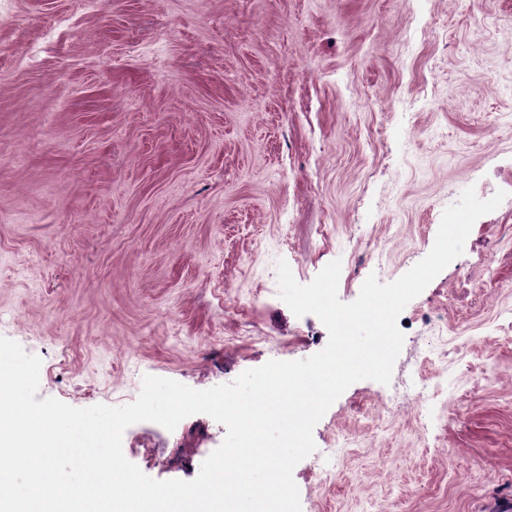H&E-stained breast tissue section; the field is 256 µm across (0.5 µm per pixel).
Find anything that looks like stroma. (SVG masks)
<instances>
[{"mask_svg": "<svg viewBox=\"0 0 512 512\" xmlns=\"http://www.w3.org/2000/svg\"><path fill=\"white\" fill-rule=\"evenodd\" d=\"M470 187L506 197L402 311L389 383L315 425L302 512L512 498V0H0V336L41 359L38 398L307 358L328 331L280 299L278 261L303 285L340 261L352 302ZM398 383L421 406L387 412ZM225 436L195 414L122 448L190 481Z\"/></svg>", "mask_w": 512, "mask_h": 512, "instance_id": "stroma-1", "label": "stroma"}]
</instances>
